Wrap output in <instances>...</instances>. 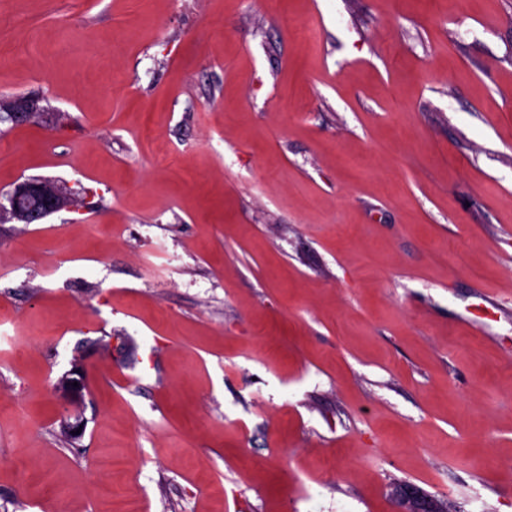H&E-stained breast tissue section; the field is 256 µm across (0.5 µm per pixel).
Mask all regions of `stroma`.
<instances>
[{"mask_svg": "<svg viewBox=\"0 0 512 512\" xmlns=\"http://www.w3.org/2000/svg\"><path fill=\"white\" fill-rule=\"evenodd\" d=\"M28 94L0 512H512V0H0ZM40 195L51 196L56 206L42 210L28 207L29 199ZM7 200L8 206L0 204L1 223L16 221L17 223L34 224L53 213L73 206V199L68 189L64 185L47 180L21 182L9 193ZM77 382L78 387L73 383ZM85 372L80 364L74 363L70 370L65 371L58 379L54 387V393L65 411L61 419V428L72 442L79 440L85 431V425L78 416L69 414V408L75 406L82 398L85 389ZM74 417V421L71 418ZM81 429V433L74 435V431Z\"/></svg>", "mask_w": 512, "mask_h": 512, "instance_id": "obj_1", "label": "stroma"}]
</instances>
